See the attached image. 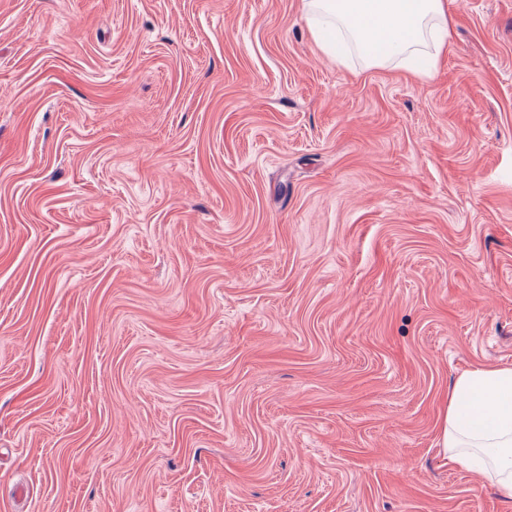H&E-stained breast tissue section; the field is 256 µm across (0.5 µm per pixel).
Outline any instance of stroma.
Masks as SVG:
<instances>
[{"label": "stroma", "mask_w": 512, "mask_h": 512, "mask_svg": "<svg viewBox=\"0 0 512 512\" xmlns=\"http://www.w3.org/2000/svg\"><path fill=\"white\" fill-rule=\"evenodd\" d=\"M429 77L302 0H0V512H512L438 444L512 367V0Z\"/></svg>", "instance_id": "obj_1"}]
</instances>
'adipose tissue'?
<instances>
[{"instance_id":"obj_1","label":"adipose tissue","mask_w":512,"mask_h":512,"mask_svg":"<svg viewBox=\"0 0 512 512\" xmlns=\"http://www.w3.org/2000/svg\"><path fill=\"white\" fill-rule=\"evenodd\" d=\"M303 10L340 62L353 49L366 65L393 62L426 76L448 45L446 0H303ZM439 444L449 464L478 469L512 499V367L477 366L455 380Z\"/></svg>"}]
</instances>
